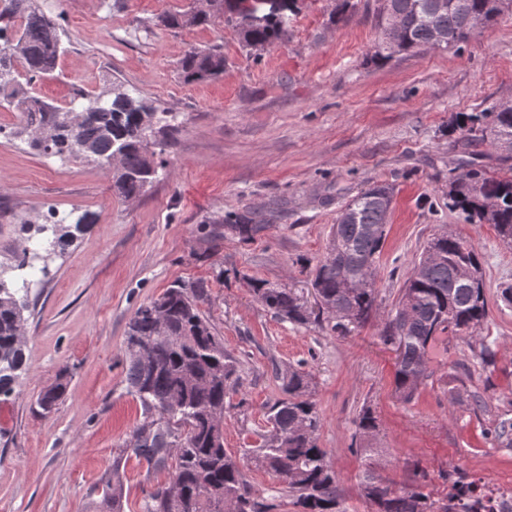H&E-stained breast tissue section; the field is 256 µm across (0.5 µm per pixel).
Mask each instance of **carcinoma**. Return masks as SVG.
Segmentation results:
<instances>
[{"label": "carcinoma", "instance_id": "obj_1", "mask_svg": "<svg viewBox=\"0 0 512 512\" xmlns=\"http://www.w3.org/2000/svg\"><path fill=\"white\" fill-rule=\"evenodd\" d=\"M224 22L235 28L243 47L270 45L288 37L296 0H273L244 12L240 0H219ZM383 39L374 58L388 61L402 53L431 46L443 35L445 48L467 42L479 29L496 23L512 0H379ZM211 13L167 14L170 29L205 25ZM14 32L0 46V99L21 113L31 145L61 158L103 163L120 155L112 171V190L125 200L140 196L156 175L157 136L173 129L166 113L131 97L118 86L112 99L83 95L81 109H60L24 87L36 78L54 76L62 53L59 27L32 8L31 0H0V35ZM219 48H189L181 63L184 77L199 80L224 72ZM451 134L465 146L487 145L512 160V106L495 105L486 112L460 113ZM466 170L448 182V207L461 211L470 224H490L502 241L512 244V175L494 176L478 158L462 160ZM394 188L375 182L353 196L331 226L326 256L313 271L315 306L303 296L258 279H248L254 297L266 309L297 325L325 322L345 335L350 326L365 324L375 310L377 266L381 256ZM87 218L74 224H35L34 232L53 248L65 249L83 231ZM225 228L242 240L262 231L252 212L245 211ZM27 251L16 264L0 265V396L15 391L24 366L23 332L28 306L8 274L26 266ZM475 247L443 231L432 237L404 283L401 297L387 315L380 339L396 352L395 394L403 402L415 399L430 377L426 350L444 333H464L480 327L488 316V301ZM207 296L204 284L173 285L140 306L125 336L128 391L140 402L144 420L120 458L144 460L155 469L167 466L170 450H179L170 482L149 493L142 512H271L272 504L247 484L243 465L224 448V405L237 382L235 359L213 334L198 303ZM284 397L269 408L270 430L254 450L256 465L275 476L301 512H346L336 471L326 449L318 444L320 414L307 397V375L288 372ZM356 436L368 440L379 425L364 407L355 420ZM496 441L512 447V419L494 428ZM360 476L363 496L372 512H482L485 486L459 477L448 495L434 500L417 486L397 487L377 473L376 448H364ZM101 507L123 512L122 492L107 479L98 487Z\"/></svg>", "mask_w": 512, "mask_h": 512}]
</instances>
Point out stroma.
I'll return each instance as SVG.
<instances>
[{
	"mask_svg": "<svg viewBox=\"0 0 512 512\" xmlns=\"http://www.w3.org/2000/svg\"><path fill=\"white\" fill-rule=\"evenodd\" d=\"M59 26L64 49L54 78L36 81L42 100L69 106L81 92L118 85L174 131L158 154L145 193L128 202L112 192V172L92 161L40 154L21 118L0 106V262L35 249L30 225L55 212L94 224L64 251L42 255L47 275L30 278L25 365L14 393L0 397V512H99L104 476L122 487L124 512H141L166 470L113 461L142 420L127 391L125 335L136 310L175 282L206 283L200 309L239 361L240 384L227 399L224 446L245 456L267 433L266 411L282 397V376H310L320 413L318 443L328 453L347 512H369L359 483L364 457L353 439L363 406L380 432L376 468L399 486L424 475L444 497L449 479L468 476L512 486V447L493 426L512 417V246L488 224L467 223L448 207V180L463 156L448 134L457 113L512 103V11L469 42L374 59L381 40L376 0H352L334 21L336 0H299L286 41L247 53L237 31L215 20L172 30L160 18L193 0H33ZM224 50V73L194 82L180 61L188 48ZM374 181L395 187L377 270L370 322L341 336L327 325H296L253 297L247 278L299 290L327 252L336 216ZM265 225L251 241L225 232L243 211ZM449 230L481 256L489 315L472 336L448 335L429 348L432 372L409 403L394 393V351L380 340L428 240ZM493 342L494 366L476 358ZM63 383L52 414L37 404ZM490 402L476 414L472 392Z\"/></svg>",
	"mask_w": 512,
	"mask_h": 512,
	"instance_id": "obj_1",
	"label": "stroma"
}]
</instances>
